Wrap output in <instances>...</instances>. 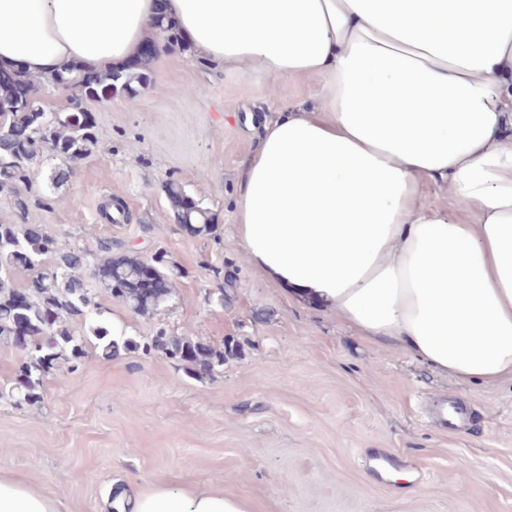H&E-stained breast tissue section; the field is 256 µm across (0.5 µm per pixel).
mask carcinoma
<instances>
[{
	"label": "carcinoma",
	"mask_w": 512,
	"mask_h": 512,
	"mask_svg": "<svg viewBox=\"0 0 512 512\" xmlns=\"http://www.w3.org/2000/svg\"><path fill=\"white\" fill-rule=\"evenodd\" d=\"M153 53L149 50L128 69L116 68L89 77L76 68L60 73L54 84L70 93L67 112H44L36 97L38 79L24 72L1 78L0 196L8 198L20 213L29 209L27 172L41 163L47 144L66 162L76 163L91 156L99 137L82 108V100L96 90L106 94L133 91V83L148 78ZM165 192L177 224L186 225L194 236L213 234L214 217L209 209L199 202L187 205L186 192L176 182L166 183ZM117 249L119 246L110 238L97 240L91 248H61L39 227L0 221V343L23 352L14 379L0 391L1 400L16 405L42 402L45 380L63 365L71 372L78 370L92 339L105 358L132 346V342L113 336L103 324L101 303L97 293L87 288V275L109 273L110 279L101 285L111 296L112 285H128L119 300L138 315L154 314L171 296L175 284L169 275L166 253L158 251L152 257L166 287L143 288L139 280L146 260L129 252L118 260ZM18 270L26 271L29 280L40 277L37 294L27 300L21 299L25 287L14 284ZM76 322L83 323L88 332H75L72 324ZM140 348L145 354L159 351L175 362L192 364L197 377L210 376L224 365V352L188 336H169L163 329Z\"/></svg>",
	"instance_id": "1"
}]
</instances>
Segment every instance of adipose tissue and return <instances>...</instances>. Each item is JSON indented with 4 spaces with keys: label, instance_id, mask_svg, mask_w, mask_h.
<instances>
[{
    "label": "adipose tissue",
    "instance_id": "obj_1",
    "mask_svg": "<svg viewBox=\"0 0 512 512\" xmlns=\"http://www.w3.org/2000/svg\"><path fill=\"white\" fill-rule=\"evenodd\" d=\"M202 60L324 76L240 163L236 239L281 288L440 376L512 378V0H0V65L41 77L136 61L159 16ZM446 179L473 224L423 207ZM118 512H251L206 487ZM0 512H65L0 470Z\"/></svg>",
    "mask_w": 512,
    "mask_h": 512
}]
</instances>
